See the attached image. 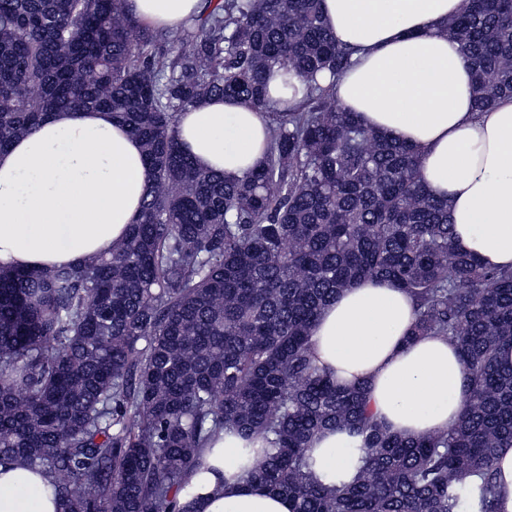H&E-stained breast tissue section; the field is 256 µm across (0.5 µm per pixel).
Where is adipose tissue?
Segmentation results:
<instances>
[{"mask_svg":"<svg viewBox=\"0 0 512 512\" xmlns=\"http://www.w3.org/2000/svg\"><path fill=\"white\" fill-rule=\"evenodd\" d=\"M200 0H126L154 26L179 28ZM463 0H322L337 41L352 51L336 97L370 128L414 146L428 190L448 198L454 246L512 268V98L472 109L471 72L441 34ZM270 116L235 100H207L178 115L177 134L197 165L239 178L263 161ZM150 184L140 143L109 113L58 111L0 153V266H79L122 240ZM412 296L361 279L337 295L311 331L320 370L406 439L454 426L470 392L455 345L411 337ZM241 439L219 436L178 496L180 512H293V504L240 478ZM362 439L349 428L311 442L314 478L350 480ZM0 512H60L45 472L0 464Z\"/></svg>","mask_w":512,"mask_h":512,"instance_id":"adipose-tissue-1","label":"adipose tissue"}]
</instances>
